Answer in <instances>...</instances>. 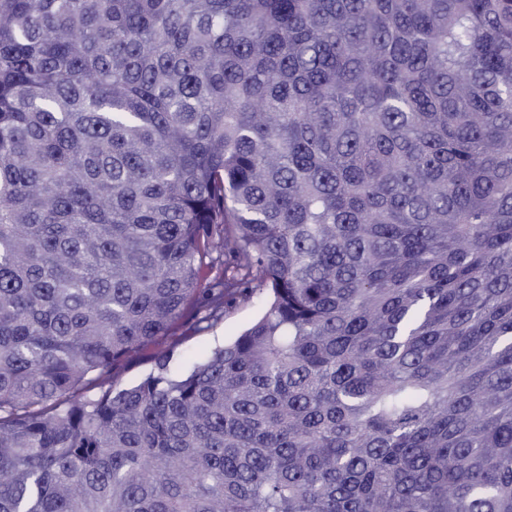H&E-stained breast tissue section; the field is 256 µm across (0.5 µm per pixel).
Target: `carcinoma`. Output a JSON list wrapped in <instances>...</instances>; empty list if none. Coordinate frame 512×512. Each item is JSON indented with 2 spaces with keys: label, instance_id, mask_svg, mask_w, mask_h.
Listing matches in <instances>:
<instances>
[{
  "label": "carcinoma",
  "instance_id": "carcinoma-1",
  "mask_svg": "<svg viewBox=\"0 0 512 512\" xmlns=\"http://www.w3.org/2000/svg\"><path fill=\"white\" fill-rule=\"evenodd\" d=\"M0 512H512V0H0ZM261 313V306L241 307L229 312L212 330L195 332L188 324L181 323L175 327L171 336L164 340L165 345H175V356L171 368L176 373H183L195 363L200 362L216 346L224 344L235 337L242 329L255 320ZM148 357L149 352H144L138 360L118 369L116 373V380L121 385L135 384L143 373L150 367V364L147 362Z\"/></svg>",
  "mask_w": 512,
  "mask_h": 512
}]
</instances>
